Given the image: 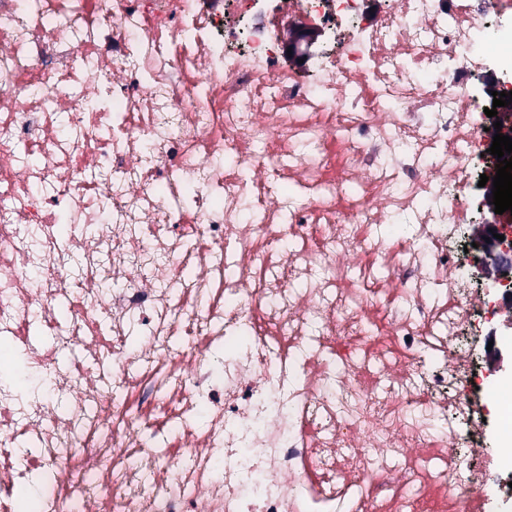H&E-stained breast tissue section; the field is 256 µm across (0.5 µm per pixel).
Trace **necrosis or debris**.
<instances>
[{"label": "necrosis or debris", "instance_id": "4bbe7bcc", "mask_svg": "<svg viewBox=\"0 0 512 512\" xmlns=\"http://www.w3.org/2000/svg\"><path fill=\"white\" fill-rule=\"evenodd\" d=\"M368 4L0 0V341L53 386L0 387V512L45 467L31 512H473L459 252L512 0Z\"/></svg>", "mask_w": 512, "mask_h": 512}]
</instances>
